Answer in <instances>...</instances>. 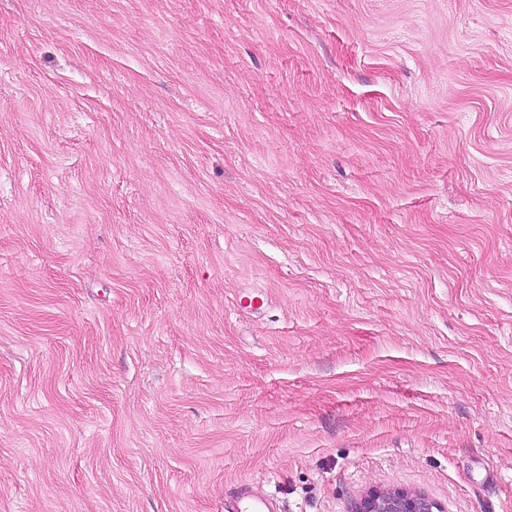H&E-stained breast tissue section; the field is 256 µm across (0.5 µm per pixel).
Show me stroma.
I'll list each match as a JSON object with an SVG mask.
<instances>
[{"label": "stroma", "mask_w": 512, "mask_h": 512, "mask_svg": "<svg viewBox=\"0 0 512 512\" xmlns=\"http://www.w3.org/2000/svg\"><path fill=\"white\" fill-rule=\"evenodd\" d=\"M244 483L512 512V0H0V512Z\"/></svg>", "instance_id": "1"}]
</instances>
